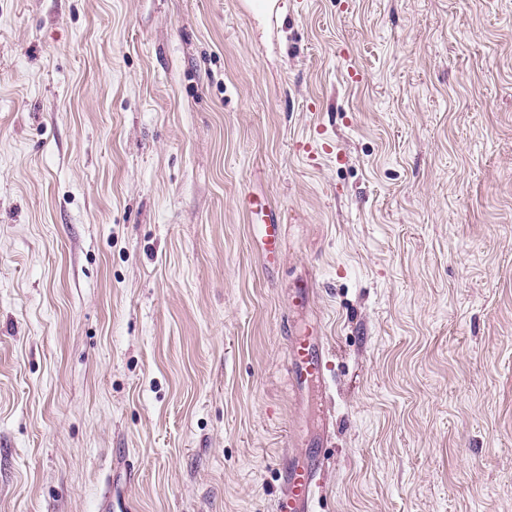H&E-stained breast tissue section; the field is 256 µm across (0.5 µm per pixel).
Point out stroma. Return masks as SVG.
Here are the masks:
<instances>
[{"label":"stroma","mask_w":512,"mask_h":512,"mask_svg":"<svg viewBox=\"0 0 512 512\" xmlns=\"http://www.w3.org/2000/svg\"><path fill=\"white\" fill-rule=\"evenodd\" d=\"M322 414L317 512H512V0H0V512H273ZM260 196H249L245 206L257 230V242L266 260L275 264L281 258L282 226L277 215L263 203ZM264 200V199H263ZM331 361L324 336L313 329L300 328L291 335V361L288 376L294 392L311 390L326 394Z\"/></svg>","instance_id":"35a3bbf8"}]
</instances>
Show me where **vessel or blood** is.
<instances>
[{
  "mask_svg": "<svg viewBox=\"0 0 512 512\" xmlns=\"http://www.w3.org/2000/svg\"><path fill=\"white\" fill-rule=\"evenodd\" d=\"M250 220L257 230V242L269 263L281 258L282 226L276 214L260 197H248L245 202ZM331 362L324 337L307 328L291 335V361L288 376L293 391L311 390L326 393L329 386ZM318 473L307 454L294 455L288 465L285 487L275 512H315Z\"/></svg>",
  "mask_w": 512,
  "mask_h": 512,
  "instance_id": "obj_1",
  "label": "vessel or blood"
}]
</instances>
